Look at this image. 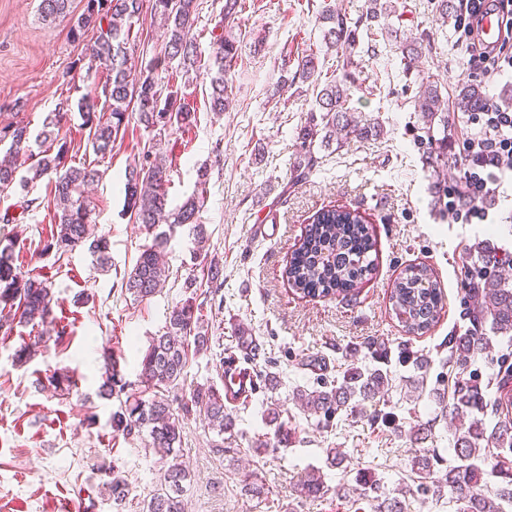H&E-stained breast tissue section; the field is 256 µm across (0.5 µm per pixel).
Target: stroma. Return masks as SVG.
<instances>
[{
  "label": "stroma",
  "instance_id": "1",
  "mask_svg": "<svg viewBox=\"0 0 512 512\" xmlns=\"http://www.w3.org/2000/svg\"><path fill=\"white\" fill-rule=\"evenodd\" d=\"M224 2L204 0L192 35L205 66L215 35L229 28L237 36L232 102L226 111L212 112L209 78L199 75L181 89L197 124L172 135L164 146L170 205L181 204L194 191L199 167L210 171L201 222L209 237L208 255L224 268V304L205 311L211 348L190 355L186 382L223 388L224 348L238 324L263 349L252 369L276 373L280 385L273 392L257 386L246 402L231 405L236 427L229 439L198 418L186 421L183 453L192 474L185 486L188 512H373L354 491L358 472L372 471L386 495L400 498L420 450L437 449L445 466L457 463L448 422L437 415L436 394L448 386V353L441 344L468 326L462 260L469 249L487 245L512 253V178L485 198L488 223L452 224L439 213L433 171L419 143L421 115L405 89L401 53L379 38L374 54L359 59L350 105L379 119L381 138L315 146L321 166L307 179L294 180L299 130L323 84L340 76L336 51L323 40L320 15L329 8L356 14L368 0H241L229 19ZM401 2L393 27L408 37L434 39L423 70L437 80L442 97L454 100L467 74L452 29L434 0ZM40 3L0 0V122L23 120L34 131L61 100L78 101L105 79L104 65L86 56V39H74L70 32L84 0H72L71 14L52 23L42 20ZM131 33L129 62L138 71L163 52L166 39L147 11ZM307 56L317 64L314 79L293 81L298 60ZM82 122L80 112H69L62 132L74 143L72 165L90 163L102 173L90 193V221L110 238L111 271H96L83 246L61 259L44 252L54 222L47 179L28 187L39 202L36 209L13 222L0 221V249L11 248L25 271L51 282L54 314L67 326L62 342L22 367L14 365V352L40 335L41 327L18 326L8 339H0V512H57L71 497L77 500L75 512H112L99 473L112 464L132 489L126 512H139L165 470L143 441L113 431L110 417L117 402L98 394L101 354L112 350L127 382L138 384L150 338L162 333L168 310L183 296L185 279L201 277L202 267L192 258L193 236L183 229L168 245L170 276L162 290L139 304L122 290L124 273L132 270L147 241L142 226L123 211L124 173L150 136L129 123L111 153L101 158ZM331 205L368 217L377 239V270L355 296L303 299L281 272L310 216ZM266 222L273 225L272 236H257L256 225ZM421 262L430 265L441 285L444 309L427 333L413 335L395 318L388 295L400 271ZM370 343L392 351L406 345L429 358L420 370L394 361L387 367L389 386L375 403L399 416L398 428L349 416L334 420L332 428L316 427L295 404L294 393L322 376L373 367L366 350ZM57 369L73 371L78 379L69 397L36 384ZM274 406L288 417L295 437L277 452H256V441L274 430L267 418ZM91 413L96 422L89 426L84 419ZM426 422L432 425L431 436L413 441L415 426ZM330 448L345 452L341 464L329 463ZM312 469L329 487L319 498L301 496L294 488ZM248 483L262 486L261 497L245 492Z\"/></svg>",
  "mask_w": 512,
  "mask_h": 512
}]
</instances>
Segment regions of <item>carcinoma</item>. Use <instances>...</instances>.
<instances>
[{"mask_svg":"<svg viewBox=\"0 0 512 512\" xmlns=\"http://www.w3.org/2000/svg\"><path fill=\"white\" fill-rule=\"evenodd\" d=\"M145 0H84L83 12L72 29L75 38L83 37L88 29L95 30L93 41L87 45L89 56L104 64L107 77L102 93L108 111H96L97 96L87 95L78 103L83 127L95 154L105 155L119 136L121 128L130 120L152 135V139L171 136L196 122V113L182 101L179 92L163 84L158 71L176 67L189 79L199 70L200 52L192 29L200 13L202 0H152L151 11L159 15L166 26L164 54L144 71L136 73L128 65L131 27L140 18ZM70 0H42L44 17H55L69 12ZM397 6L390 0L380 4L370 0V7L356 15L327 10L322 15L328 28L323 31L324 42L336 48V70L347 78L357 68L355 49L360 36L385 34L397 39V31L390 28V17ZM214 71L210 73V109L223 112L229 106L232 94L231 69L238 56L236 40L219 34L215 40ZM401 52L404 73L415 75L416 106L421 112L426 160L433 168L448 166V115L445 114L438 82L422 70L423 60L430 53L428 41L422 38L405 40ZM350 87L330 80L317 94V111L300 129L298 140L303 153L302 162L294 178L301 180L319 166L313 152V143L321 138L328 146H344L354 140L363 141L381 133L378 119H360L350 115L348 101ZM486 103L481 86L463 82L459 86L455 106L460 112H476ZM68 102L47 113L39 134L31 135L29 126L9 123L0 128V142L9 141V159L0 163V189L14 185L26 189L43 177L52 185L54 223L50 239L43 250L65 255L74 248L88 245L95 265L102 271L112 269L109 238L90 223V204L85 189L99 178V170L91 164L81 167L66 164L72 143L62 133V122ZM27 167L32 177L18 176L21 167ZM196 190L179 206L169 207L168 189L170 169L166 160L145 147L138 162L125 171L124 211L151 236V243L143 249L123 279L125 291L132 300L141 303L153 297L168 276L169 268L161 259L177 228L190 225L195 257L206 267L207 289H202L194 278L185 280L183 288L190 291L167 313L164 332L149 341L141 360L140 391L128 392V383L121 374L120 362L111 354L103 356L101 392L108 399L119 402L111 414L112 429L126 438L149 437L147 449L166 460L168 468L164 484L143 503L142 512H185L184 486L190 472L183 461L182 443L185 420L201 413L208 429L222 436L233 433L235 418L224 406V394L212 386L196 385L184 391L189 349L197 352L210 347L211 338L203 314L207 300L202 295H217L223 286V272L219 262L208 259L205 250L208 241L205 225L200 223L204 206V191L209 181L208 169L197 172ZM376 238L368 218L357 210L330 206L317 211L305 227L304 235L286 261L282 277L289 288L301 297H345L361 288L371 279L375 269L373 252ZM478 273L467 278L466 294L474 300L465 315L470 328L461 335L448 336V364L454 370L448 397L438 398L440 414L459 419L452 448L461 464L441 472L437 465L441 457L435 449L427 448L418 456L412 468L416 492L432 493L455 505V512H507L512 507V487H502L490 494L481 488V465L499 457L497 451L512 452V352L496 358L497 370L480 384L468 372L471 356L490 354L492 344L483 336V326L490 324L496 333H512V280L503 276L502 269L512 268V257L501 256L494 249L480 248L474 260ZM54 295L45 279L22 271L15 264L9 249L0 250V310L6 313L0 334L8 337L12 324H41L47 332L61 339L64 329L52 317ZM389 304L395 318L411 334H423L438 323L444 307V295L432 269L424 263L409 264L402 269L390 289ZM51 341L39 336L15 350L14 361L28 363L37 350ZM48 385L60 395L70 394L75 387L69 372H53L46 377ZM389 385L388 372L381 368L349 369L342 379L321 381L311 391L297 390L295 402L303 411L318 417L324 428L333 424L343 409L355 413L349 402L358 396L372 401ZM178 391L173 399L158 396L160 392ZM495 420L487 429L485 420ZM270 421L276 424L273 436L258 440V447L276 451L292 440L295 430L280 420L278 411ZM101 481L115 512H125L131 487L117 467L101 469ZM356 483L360 494L373 502V512H411L410 504L396 497L380 495V485L371 473L361 471ZM303 494L319 498L328 492L321 475L312 471L301 477Z\"/></svg>","mask_w":512,"mask_h":512,"instance_id":"cac0c4a2","label":"carcinoma"}]
</instances>
